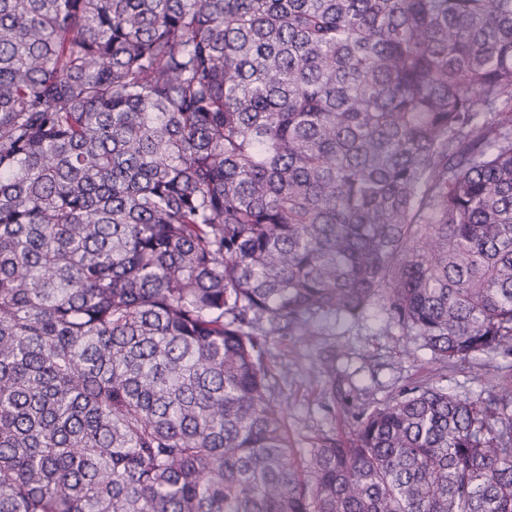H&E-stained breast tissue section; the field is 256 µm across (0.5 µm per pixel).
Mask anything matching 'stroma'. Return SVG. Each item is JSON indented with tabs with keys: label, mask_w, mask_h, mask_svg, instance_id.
<instances>
[{
	"label": "stroma",
	"mask_w": 512,
	"mask_h": 512,
	"mask_svg": "<svg viewBox=\"0 0 512 512\" xmlns=\"http://www.w3.org/2000/svg\"><path fill=\"white\" fill-rule=\"evenodd\" d=\"M315 328L316 336L307 340L277 336L270 342L272 361L288 372L275 389L276 398L285 408L293 446L303 453L318 432L345 429L342 408L331 399L335 383L350 391L354 408L386 401L418 381L472 400L512 387V367L499 358L478 354L443 365L433 360L420 337L388 326L377 305L359 321L316 318ZM326 357L335 361V378L322 370Z\"/></svg>",
	"instance_id": "obj_1"
}]
</instances>
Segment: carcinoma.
Returning <instances> with one entry per match:
<instances>
[{
    "mask_svg": "<svg viewBox=\"0 0 512 512\" xmlns=\"http://www.w3.org/2000/svg\"><path fill=\"white\" fill-rule=\"evenodd\" d=\"M512 358V0H0V512H512V392L299 457L270 336Z\"/></svg>",
    "mask_w": 512,
    "mask_h": 512,
    "instance_id": "1",
    "label": "carcinoma"
}]
</instances>
